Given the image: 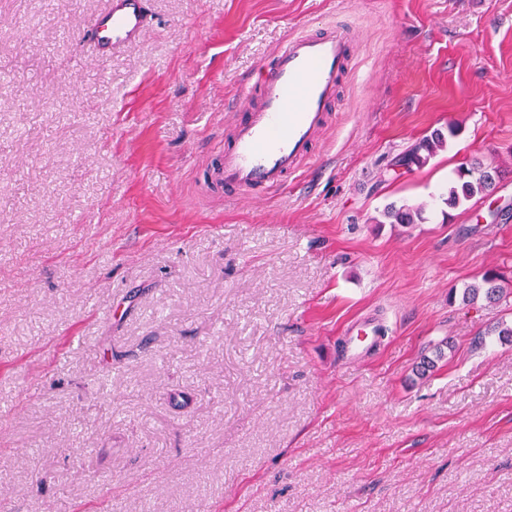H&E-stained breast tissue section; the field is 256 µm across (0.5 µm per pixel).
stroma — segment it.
<instances>
[{"instance_id":"1","label":"stroma","mask_w":512,"mask_h":512,"mask_svg":"<svg viewBox=\"0 0 512 512\" xmlns=\"http://www.w3.org/2000/svg\"><path fill=\"white\" fill-rule=\"evenodd\" d=\"M105 5L0 0V512H512V0H148L98 58ZM333 21L356 73L315 159L212 191L230 102ZM147 0H108L92 25L90 41L96 57L138 42L147 26ZM447 137L442 129L431 132L430 135L421 138L408 153L400 157L397 163L407 169L426 165L438 151L446 148ZM499 178L500 172L495 168L481 165L462 168L457 172L456 178L448 189L446 203L449 206L456 207L478 194L486 195L495 189ZM424 211V204L397 206L393 203L385 209L383 216L391 224H415L423 219ZM496 280L494 275H488L480 283L469 285L464 288L463 298L473 301L479 296H483L490 302L497 300L500 297V287Z\"/></svg>"}]
</instances>
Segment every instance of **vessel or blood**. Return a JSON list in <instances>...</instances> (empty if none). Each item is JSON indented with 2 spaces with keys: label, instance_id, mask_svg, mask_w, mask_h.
Returning <instances> with one entry per match:
<instances>
[{
  "label": "vessel or blood",
  "instance_id": "vessel-or-blood-1",
  "mask_svg": "<svg viewBox=\"0 0 512 512\" xmlns=\"http://www.w3.org/2000/svg\"><path fill=\"white\" fill-rule=\"evenodd\" d=\"M147 0H108L92 25L95 56L138 42ZM354 35L339 26L299 34L274 54L264 79L235 117L224 152L209 173L225 197L283 188L312 156L342 89L354 75Z\"/></svg>",
  "mask_w": 512,
  "mask_h": 512
}]
</instances>
